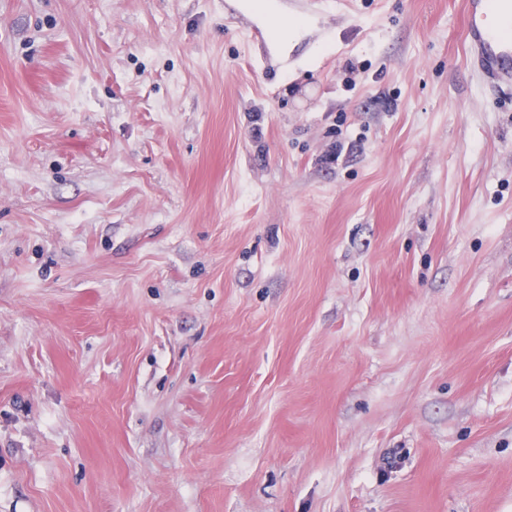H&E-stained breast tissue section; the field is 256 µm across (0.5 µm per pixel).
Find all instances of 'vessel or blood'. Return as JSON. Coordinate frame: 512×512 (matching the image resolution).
<instances>
[{
    "mask_svg": "<svg viewBox=\"0 0 512 512\" xmlns=\"http://www.w3.org/2000/svg\"><path fill=\"white\" fill-rule=\"evenodd\" d=\"M469 59L493 84L512 89V32L499 19L512 23V0H464Z\"/></svg>",
    "mask_w": 512,
    "mask_h": 512,
    "instance_id": "b4317fda",
    "label": "vessel or blood"
}]
</instances>
